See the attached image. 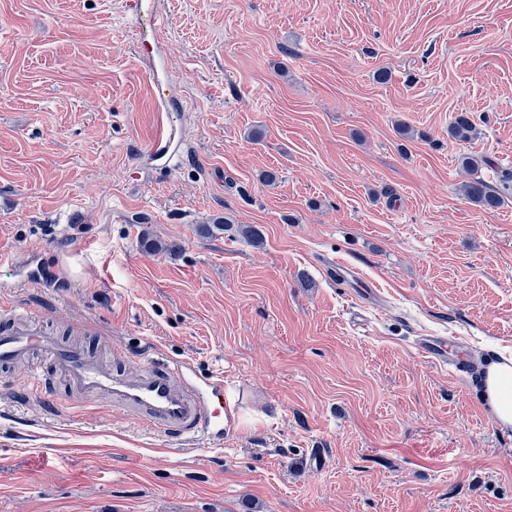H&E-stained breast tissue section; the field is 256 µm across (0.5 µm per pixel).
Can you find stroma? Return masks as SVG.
<instances>
[{"label":"stroma","mask_w":512,"mask_h":512,"mask_svg":"<svg viewBox=\"0 0 512 512\" xmlns=\"http://www.w3.org/2000/svg\"><path fill=\"white\" fill-rule=\"evenodd\" d=\"M124 2L0 0V307L223 375L234 422L180 453L45 360L0 366V512H512V432L416 347L512 355V0H166L157 32ZM156 40L165 169L139 161ZM449 134L453 139L460 142L473 140L478 135L474 118L466 112H461L450 126ZM463 192L470 202L483 210H495L501 206L503 201L502 196L492 190L480 175L466 183ZM336 277L346 288L354 289L363 300H375L378 295L373 284L365 280L357 269L342 262H336ZM451 341L447 336H422L417 343V349L421 356L438 363L452 371L457 363L448 353Z\"/></svg>","instance_id":"obj_1"}]
</instances>
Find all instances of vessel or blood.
<instances>
[{
  "mask_svg": "<svg viewBox=\"0 0 512 512\" xmlns=\"http://www.w3.org/2000/svg\"><path fill=\"white\" fill-rule=\"evenodd\" d=\"M126 6L133 18L148 17L152 29H160L166 22V14L154 0H127ZM174 139L172 128L158 124L143 151V161L154 164L170 158ZM336 275L362 299L376 298L373 284L357 269L340 262ZM449 345L448 337L423 336L417 349L424 358L453 369L457 363L448 353ZM37 352L51 357L70 396L107 401L155 431L177 434L186 442L223 443L224 428L234 420L233 407L224 401L223 377L198 376L190 361L154 358L121 370L91 348L48 333L39 323L21 319L17 312L1 315L0 365L22 364Z\"/></svg>",
  "mask_w": 512,
  "mask_h": 512,
  "instance_id": "b4317fda",
  "label": "vessel or blood"
}]
</instances>
